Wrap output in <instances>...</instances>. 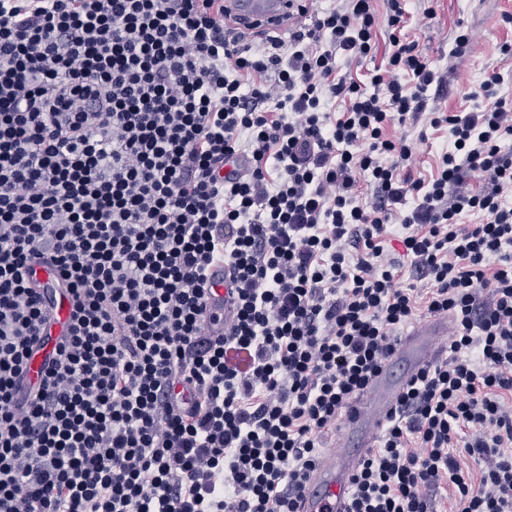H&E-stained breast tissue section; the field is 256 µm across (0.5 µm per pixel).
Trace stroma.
Returning <instances> with one entry per match:
<instances>
[{"instance_id": "obj_1", "label": "stroma", "mask_w": 512, "mask_h": 512, "mask_svg": "<svg viewBox=\"0 0 512 512\" xmlns=\"http://www.w3.org/2000/svg\"><path fill=\"white\" fill-rule=\"evenodd\" d=\"M423 0H406L410 19L401 32L402 39L414 40L444 82L432 91L430 106L445 113L475 107L493 106L495 98L512 101V53H503V46H512V0H433L434 18L427 19ZM468 26L474 33L470 51L462 58L451 57L450 50L459 26ZM498 73L502 82L496 97L479 95L481 83ZM392 135L405 138L415 148L414 177L430 179L437 170L443 148L450 141L448 127L431 128L425 121L395 126Z\"/></svg>"}]
</instances>
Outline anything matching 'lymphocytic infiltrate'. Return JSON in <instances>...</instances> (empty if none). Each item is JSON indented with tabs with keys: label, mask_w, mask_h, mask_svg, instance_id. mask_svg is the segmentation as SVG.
<instances>
[{
	"label": "lymphocytic infiltrate",
	"mask_w": 512,
	"mask_h": 512,
	"mask_svg": "<svg viewBox=\"0 0 512 512\" xmlns=\"http://www.w3.org/2000/svg\"><path fill=\"white\" fill-rule=\"evenodd\" d=\"M386 7L392 51L361 80L337 61L374 53L370 0L254 41L224 0H0V512H300L420 308L453 322L449 355L410 377L346 512H432L448 483L457 512H512V105L429 110L443 78ZM422 118L451 133L428 180L387 134ZM38 262L75 312L27 392L53 326ZM391 246H394L395 248H399V246H395L394 242H390L389 240L385 243V250L390 255V257H396L400 258L401 262L404 263V267L402 268V277L400 279L401 286L403 288H407L409 284H414L415 286V292L414 294L418 293L419 296H426V293L431 291V285L430 282L427 279H417L415 275L413 276L412 268L410 267V257L407 258V256L402 257L399 256L396 251L393 250ZM401 254L402 250L400 249ZM224 266L220 265L211 270L208 279V290L205 298V327L207 330H216L215 325L209 321L210 315L218 312L224 316Z\"/></svg>",
	"instance_id": "1"
}]
</instances>
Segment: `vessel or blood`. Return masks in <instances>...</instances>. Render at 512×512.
Segmentation results:
<instances>
[{"label":"vessel or blood","instance_id":"1","mask_svg":"<svg viewBox=\"0 0 512 512\" xmlns=\"http://www.w3.org/2000/svg\"><path fill=\"white\" fill-rule=\"evenodd\" d=\"M290 0H224L227 19L240 22L245 34L278 30L288 21ZM223 267L211 270L205 298L206 314L224 310ZM447 320L433 319L417 326L396 347L392 356L372 378L367 391L347 411L346 434L359 449L368 448L407 383L394 374L397 365L409 371L423 367L432 357L437 338L447 335ZM358 461L356 452L338 446L320 456L302 494V512H345L349 479Z\"/></svg>","mask_w":512,"mask_h":512}]
</instances>
